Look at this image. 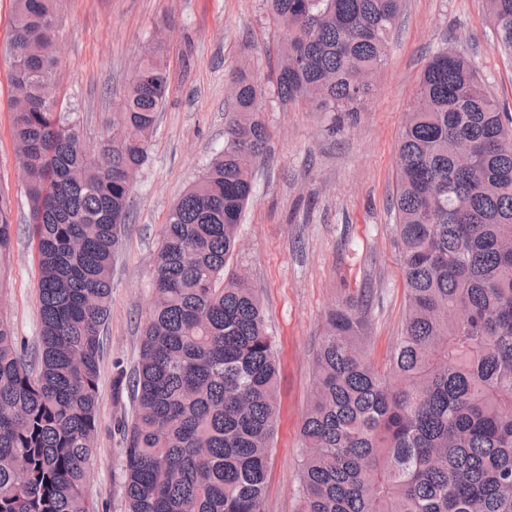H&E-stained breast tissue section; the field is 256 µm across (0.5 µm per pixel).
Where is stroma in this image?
Instances as JSON below:
<instances>
[{
	"label": "stroma",
	"mask_w": 512,
	"mask_h": 512,
	"mask_svg": "<svg viewBox=\"0 0 512 512\" xmlns=\"http://www.w3.org/2000/svg\"><path fill=\"white\" fill-rule=\"evenodd\" d=\"M13 9V0H0V189L10 198L16 229L10 258L0 265V306L16 336L31 344L38 334V272L10 130ZM53 17L58 109L77 123L92 155L111 136L112 117L141 57L161 48L170 73L112 269L100 455L87 484L93 512H124V425L131 408L113 402L112 378L138 360L156 243L172 204L224 146V114L232 109L228 79L242 69L264 89L261 116L271 139L232 263L260 297L280 362L264 512H298L301 429L329 312L359 304L370 357L381 371L400 334L407 294L391 200L400 132L423 69L438 50L462 51L491 98L512 113V54L498 47L486 0H402L386 61L363 110L350 114L277 97L269 60L282 31L266 0H55Z\"/></svg>",
	"instance_id": "1"
}]
</instances>
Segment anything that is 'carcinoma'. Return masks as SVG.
Listing matches in <instances>:
<instances>
[{"label": "carcinoma", "instance_id": "obj_1", "mask_svg": "<svg viewBox=\"0 0 512 512\" xmlns=\"http://www.w3.org/2000/svg\"><path fill=\"white\" fill-rule=\"evenodd\" d=\"M53 0H14L11 130L39 279V332L22 345L0 311V512H92L103 327L169 85L144 57L100 166L47 108ZM402 0H269L285 31L270 77L283 101L357 112L384 65ZM512 51V0H487ZM224 149L170 208L153 259L139 359L112 379L134 404L126 512H262L278 367L256 290L230 268L269 132L261 89L231 80ZM469 153V167L456 153ZM393 208L407 304L381 374L352 308L333 311L302 428L299 512H512V115L467 58L426 65L398 145ZM11 202L0 192V257Z\"/></svg>", "mask_w": 512, "mask_h": 512}]
</instances>
